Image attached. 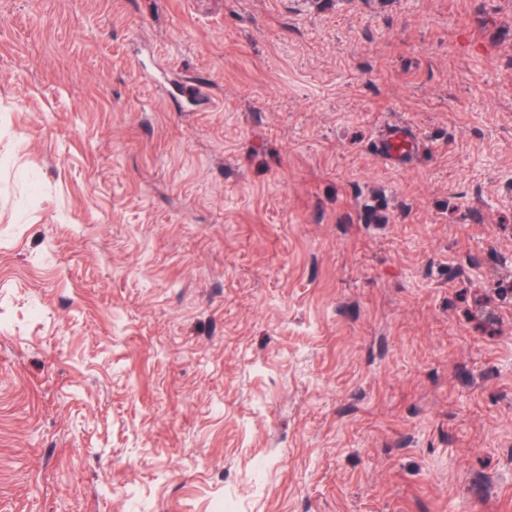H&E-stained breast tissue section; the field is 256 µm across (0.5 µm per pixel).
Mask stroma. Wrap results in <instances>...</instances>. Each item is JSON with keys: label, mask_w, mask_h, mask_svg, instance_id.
<instances>
[{"label": "stroma", "mask_w": 512, "mask_h": 512, "mask_svg": "<svg viewBox=\"0 0 512 512\" xmlns=\"http://www.w3.org/2000/svg\"><path fill=\"white\" fill-rule=\"evenodd\" d=\"M228 507L512 512V0H0V512ZM417 134L405 125L393 124L378 143L379 154L389 165H399L412 154Z\"/></svg>", "instance_id": "35a3bbf8"}]
</instances>
